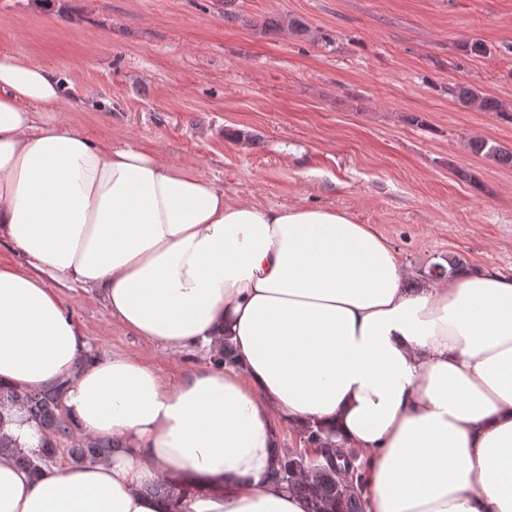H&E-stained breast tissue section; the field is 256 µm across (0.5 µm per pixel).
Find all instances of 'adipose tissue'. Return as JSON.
Listing matches in <instances>:
<instances>
[{
  "label": "adipose tissue",
  "instance_id": "1",
  "mask_svg": "<svg viewBox=\"0 0 512 512\" xmlns=\"http://www.w3.org/2000/svg\"><path fill=\"white\" fill-rule=\"evenodd\" d=\"M65 85L0 53V384L63 383L111 459L33 472L0 456V512H310L271 476L283 426L317 424L363 467L365 512H512V278L408 287L386 238L342 211L230 200L193 164L44 113ZM171 350L232 363L170 381L95 356L48 279ZM180 477L198 492L169 502Z\"/></svg>",
  "mask_w": 512,
  "mask_h": 512
}]
</instances>
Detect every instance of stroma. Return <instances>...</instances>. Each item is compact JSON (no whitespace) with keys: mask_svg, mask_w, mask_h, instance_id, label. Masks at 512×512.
I'll use <instances>...</instances> for the list:
<instances>
[{"mask_svg":"<svg viewBox=\"0 0 512 512\" xmlns=\"http://www.w3.org/2000/svg\"><path fill=\"white\" fill-rule=\"evenodd\" d=\"M286 13L307 33L263 29ZM0 52L68 82L48 120L193 163L234 200L345 211L412 280L452 257L512 276V167L467 149L512 148V123L448 95L469 85L512 108V0H0ZM54 288L98 355L172 379L210 360ZM469 151L475 156L491 160L497 164L512 166V149L486 139H472L468 143Z\"/></svg>","mask_w":512,"mask_h":512,"instance_id":"1","label":"stroma"}]
</instances>
